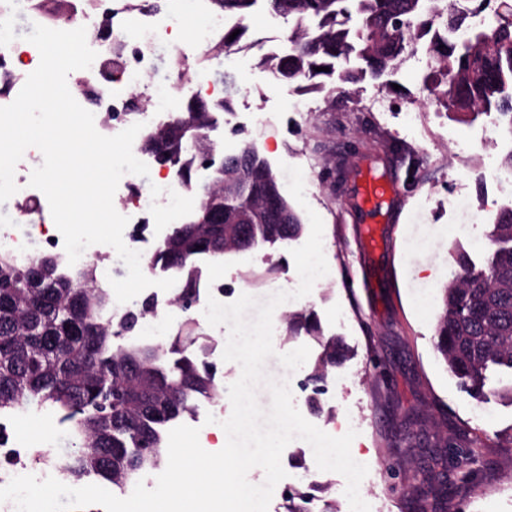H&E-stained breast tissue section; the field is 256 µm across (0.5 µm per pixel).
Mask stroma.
<instances>
[{"label": "stroma", "mask_w": 512, "mask_h": 512, "mask_svg": "<svg viewBox=\"0 0 512 512\" xmlns=\"http://www.w3.org/2000/svg\"><path fill=\"white\" fill-rule=\"evenodd\" d=\"M266 15L255 11L245 21L234 69L236 87L229 105L233 112L253 113L255 124L245 130L218 122L213 136L233 154L249 141L272 165L286 163L303 170L305 198L324 223L323 250L329 272L318 279L309 295L279 305L273 313L274 358L265 370L278 380H288L293 401L301 414L333 436L356 429L351 445L355 461L367 465L374 480H362L359 492L365 502H380L381 512H512V450L503 446L512 435V406L497 398L477 405L452 377L435 349L437 299L450 272V253L456 244L471 247L452 232L458 221L455 200L474 212L496 210L499 192L488 177H480L488 158L498 156L501 144L486 139L467 158L457 154V141L470 137L472 124L448 116L441 100L444 88L427 89L430 64L424 52L408 60L391 84L367 80L350 95L327 94L310 87L283 89L259 66L264 48L254 40L265 27ZM301 98L307 112L288 120V101ZM379 101L384 111L375 112ZM422 113L433 131L427 146L408 135L410 113ZM374 168L396 184L397 202L381 226L377 248H369L351 218L357 207L354 185L359 173ZM148 176L125 174L113 198L116 211L135 201L139 191L155 188L152 210L162 228L182 222L195 207L192 193L177 191L167 197L158 192L160 181L175 183L168 168L149 162ZM22 195L7 201L0 216V236H26L39 240L54 233L56 225L45 195L35 201L38 210L21 215ZM294 242L257 248L201 265V283H223L226 302L241 294L264 298L295 290L299 276L291 255ZM364 274L366 285L344 288L352 274ZM206 298L189 310L167 305L147 316L138 331L140 340L166 343L186 320L194 332L209 337L214 347L208 356L215 365L220 389L237 380L241 368L222 354L228 337L224 326H210L204 316ZM310 310L324 335L343 345L340 363L331 368L326 386L333 394L321 411H313L300 387L312 370L311 361L287 372L277 356L305 345L312 357L320 347L309 336L288 333L291 314ZM483 407V418L474 410ZM16 440L38 445L42 438L66 450L67 437L51 412L31 410L20 414L13 431ZM480 439L481 462L471 479L473 490L460 498L456 489L462 471L449 468L435 474L422 492L406 490L408 479L432 464L435 452L446 442L464 447ZM287 476L275 488L268 512H286L288 488L313 491L346 512L345 478L316 466L311 446L293 440L281 458Z\"/></svg>", "instance_id": "stroma-1"}]
</instances>
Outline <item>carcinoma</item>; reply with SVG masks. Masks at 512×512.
Masks as SVG:
<instances>
[{"label": "carcinoma", "instance_id": "obj_1", "mask_svg": "<svg viewBox=\"0 0 512 512\" xmlns=\"http://www.w3.org/2000/svg\"><path fill=\"white\" fill-rule=\"evenodd\" d=\"M217 13L244 20L256 8L288 24L287 48L266 54L263 64L276 84L342 93L367 79L390 80L423 44L433 74L446 86L447 112L469 122L497 113L512 127V11L491 10L485 22L472 21L465 0H210ZM235 39H229L234 31ZM246 28L224 31V42L209 54L220 56L239 45ZM322 71L317 72L315 68ZM329 71H323V68ZM206 133L215 123L213 107L198 102L187 108ZM174 117L150 128L144 149L196 191L202 213L209 204L256 225L264 239L266 218L259 202L240 184L207 195L196 177L193 145L166 156L158 142L178 137ZM209 248H197L186 224H175L160 240L150 265L176 279L173 299L196 302L200 263L224 257V224L209 225ZM488 251L479 260L466 248L451 253L452 269L442 290L436 349L449 373L468 395L491 396L512 406V202L492 214L484 234ZM149 304L112 315L108 289L93 264L69 265L55 253H34L19 262L0 251V418L14 419L33 408L47 409L74 439L73 451L55 455L40 449L33 461L54 466L71 481L92 478L102 487L124 490L166 460L167 431L199 403L220 398L208 370L205 346L191 331L168 344L145 343L132 336ZM293 335L315 337L322 352L311 380H323L336 365V338L324 337L312 312L294 314Z\"/></svg>", "mask_w": 512, "mask_h": 512}]
</instances>
